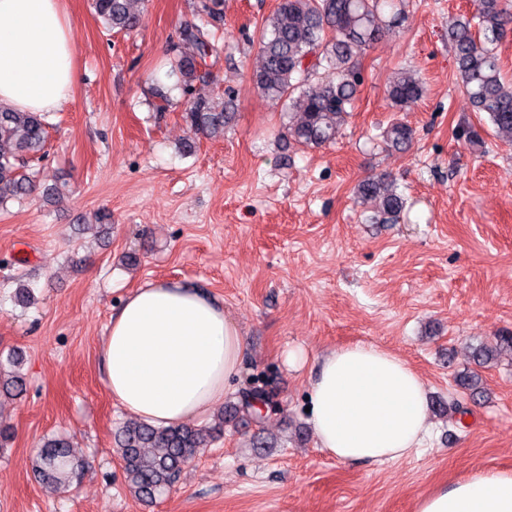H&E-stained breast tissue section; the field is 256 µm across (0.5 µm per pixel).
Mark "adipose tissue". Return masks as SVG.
I'll list each match as a JSON object with an SVG mask.
<instances>
[{
	"instance_id": "1",
	"label": "adipose tissue",
	"mask_w": 512,
	"mask_h": 512,
	"mask_svg": "<svg viewBox=\"0 0 512 512\" xmlns=\"http://www.w3.org/2000/svg\"><path fill=\"white\" fill-rule=\"evenodd\" d=\"M62 0H0V104L28 112L66 105L79 79ZM246 343L222 305L195 288L136 289L102 344L113 398L156 426L200 419L223 402ZM318 447L342 462L407 457L429 434L423 378L400 356L358 342L328 351L312 376ZM415 512H512V471L478 470L418 498Z\"/></svg>"
}]
</instances>
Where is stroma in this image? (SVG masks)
Wrapping results in <instances>:
<instances>
[{"label": "stroma", "mask_w": 512, "mask_h": 512, "mask_svg": "<svg viewBox=\"0 0 512 512\" xmlns=\"http://www.w3.org/2000/svg\"><path fill=\"white\" fill-rule=\"evenodd\" d=\"M278 0H219L224 53L208 86L232 102L223 138L190 136L167 58L194 0H145L134 31L109 32L92 0H64L80 79L48 118L42 185H66L0 209V353L21 350L27 390L0 400L12 429L0 448V512H414L416 499L481 469H512V359L476 367L473 346L512 332V147L493 135L462 91L448 28L474 0H405L403 22L360 59L355 109L334 143L282 138L286 107L250 79L258 39ZM417 73L424 98L395 112V72ZM165 112H158V105ZM408 124L407 151L381 133ZM477 128L472 145L454 134ZM194 138L196 150L180 144ZM387 174L407 205L373 224L355 197ZM111 213L104 229L79 219ZM155 281L198 287L220 302L246 342L241 374L277 406L261 422L233 421L186 465L153 506L130 493L115 430L128 413L105 382L101 343L135 289ZM35 302L16 306L17 285ZM379 345L424 379L429 401L461 399L459 375L479 376L465 416L430 414L423 448L382 465L342 463L307 423L316 360L353 342ZM303 349L306 363L284 355ZM65 434L86 469L52 490L31 460Z\"/></svg>", "instance_id": "35a3bbf8"}]
</instances>
